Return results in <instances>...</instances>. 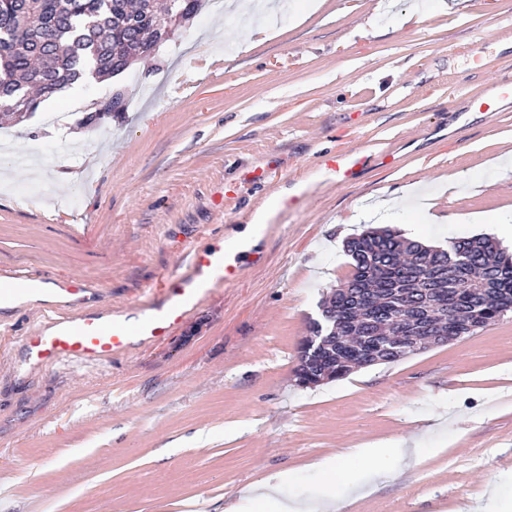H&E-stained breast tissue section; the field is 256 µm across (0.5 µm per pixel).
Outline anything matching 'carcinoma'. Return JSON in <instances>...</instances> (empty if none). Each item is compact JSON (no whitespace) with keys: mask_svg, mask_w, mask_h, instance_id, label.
<instances>
[{"mask_svg":"<svg viewBox=\"0 0 512 512\" xmlns=\"http://www.w3.org/2000/svg\"><path fill=\"white\" fill-rule=\"evenodd\" d=\"M201 0H0V110L18 122L35 113L38 96L123 72L155 51L156 19L176 18L179 28ZM121 90L97 102L84 123L125 109ZM352 259L347 279L320 304L310 345L300 352L298 384L309 387L342 378L355 368L400 360L389 347L362 361L356 354L378 327L360 318L369 300L394 306L399 329L423 322L439 343L483 329L512 312V258L489 237L458 238L431 247L388 228H369L346 242Z\"/></svg>","mask_w":512,"mask_h":512,"instance_id":"cac0c4a2","label":"carcinoma"}]
</instances>
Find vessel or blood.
<instances>
[{"label":"vessel or blood","mask_w":512,"mask_h":512,"mask_svg":"<svg viewBox=\"0 0 512 512\" xmlns=\"http://www.w3.org/2000/svg\"><path fill=\"white\" fill-rule=\"evenodd\" d=\"M363 145L327 151L316 164L331 185L352 182L368 163ZM262 251L250 241L214 238L186 245L181 270L163 275L157 294L123 311L97 309V292L85 277L47 279L34 269H0V308L19 301L36 303V324L19 339L25 362L49 368L66 362L101 363L128 353L133 346L170 336L209 296L213 287L237 282L243 271L261 264Z\"/></svg>","instance_id":"b4317fda"}]
</instances>
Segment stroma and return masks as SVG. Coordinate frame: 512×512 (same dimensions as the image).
I'll use <instances>...</instances> for the list:
<instances>
[{
	"mask_svg": "<svg viewBox=\"0 0 512 512\" xmlns=\"http://www.w3.org/2000/svg\"><path fill=\"white\" fill-rule=\"evenodd\" d=\"M508 80L512 0H290L277 26L208 2L129 71L0 127V266L85 276L101 307L141 298L189 237L234 240L259 211L282 227L264 263L161 343L46 371L0 357V512H225L281 469L306 499L313 460L385 440L437 454L391 461L374 493L346 491L345 512H461L490 483L512 496V313L316 387L295 377L368 215L512 254L495 222L512 213V101L471 112ZM117 87L126 111L79 125ZM358 143L377 162L350 185L314 171ZM293 191L302 202L280 213ZM429 203L448 222H425Z\"/></svg>",
	"mask_w": 512,
	"mask_h": 512,
	"instance_id": "1",
	"label": "stroma"
}]
</instances>
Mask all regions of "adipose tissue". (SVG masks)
Wrapping results in <instances>:
<instances>
[{"label": "adipose tissue", "mask_w": 512, "mask_h": 512, "mask_svg": "<svg viewBox=\"0 0 512 512\" xmlns=\"http://www.w3.org/2000/svg\"><path fill=\"white\" fill-rule=\"evenodd\" d=\"M432 454L429 448H349L315 463L324 491L313 500L300 501L284 496V482L275 477L265 479L261 486L248 489L246 497L257 506L258 512H341L344 502L339 490L355 486L361 469H370L375 477L380 478L387 471V461L400 460L410 467Z\"/></svg>", "instance_id": "obj_1"}]
</instances>
